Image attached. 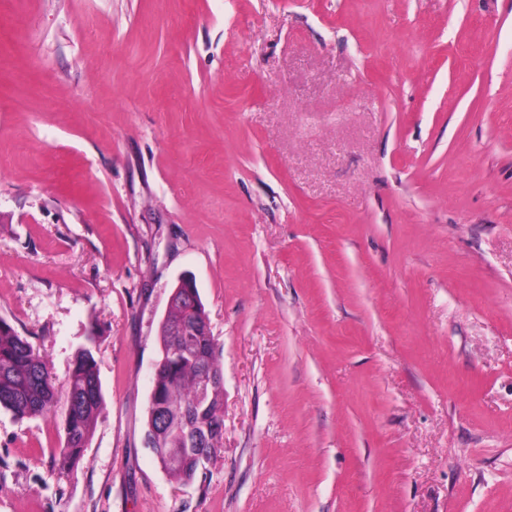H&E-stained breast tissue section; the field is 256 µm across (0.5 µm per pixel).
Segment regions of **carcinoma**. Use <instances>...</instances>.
<instances>
[{
	"instance_id": "obj_1",
	"label": "carcinoma",
	"mask_w": 512,
	"mask_h": 512,
	"mask_svg": "<svg viewBox=\"0 0 512 512\" xmlns=\"http://www.w3.org/2000/svg\"><path fill=\"white\" fill-rule=\"evenodd\" d=\"M162 357L152 378L147 407L146 436L153 454L170 476L184 483L217 454V446L195 437L197 410L193 407L204 372L223 374L220 354L211 336H161ZM97 337L91 335L71 363L64 391H59L48 361L28 339L0 317V410L17 420L46 415L63 404L65 445L58 459L70 471L81 459L102 408ZM204 417L224 421V384L210 388ZM197 442L196 455H183Z\"/></svg>"
}]
</instances>
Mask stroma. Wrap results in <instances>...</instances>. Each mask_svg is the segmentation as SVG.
<instances>
[{"instance_id": "1", "label": "stroma", "mask_w": 512, "mask_h": 512, "mask_svg": "<svg viewBox=\"0 0 512 512\" xmlns=\"http://www.w3.org/2000/svg\"><path fill=\"white\" fill-rule=\"evenodd\" d=\"M192 275L224 436L144 443ZM0 317L65 380L0 411V512H512V0H0ZM96 348L97 336H88L87 344L74 355L60 393L48 361L0 317V410L23 420L49 414L62 400L65 445L58 459L62 470L71 471L83 456L102 408Z\"/></svg>"}]
</instances>
